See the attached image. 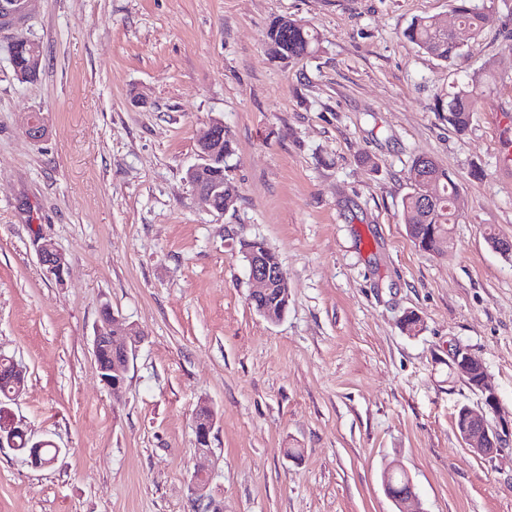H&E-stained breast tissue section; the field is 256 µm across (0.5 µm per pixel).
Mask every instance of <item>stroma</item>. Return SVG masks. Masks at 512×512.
Wrapping results in <instances>:
<instances>
[{
    "label": "stroma",
    "instance_id": "stroma-1",
    "mask_svg": "<svg viewBox=\"0 0 512 512\" xmlns=\"http://www.w3.org/2000/svg\"><path fill=\"white\" fill-rule=\"evenodd\" d=\"M483 5L494 21L453 66L485 80L462 134L434 110L450 66L403 35L457 27L452 0H32L30 83L0 31V351L28 371L8 410L61 449L37 469L0 448V512H202L199 470L224 512H395L394 462L423 512H512V447L491 461L462 442L455 415L480 397L449 366L468 348L512 411V257L486 239L512 237V0ZM281 16L317 29L315 54H267ZM215 119L235 149L224 214L187 178ZM418 156L459 186L443 254L402 220ZM257 238L288 275L277 323L248 301ZM106 308L143 333L118 397L92 353ZM36 251L39 264L46 276L58 282H63L67 268L63 254L49 240L38 242ZM205 408L212 410V408L210 407V404L207 401H201L197 405V408L195 409V413H194V426H195L196 422H200L205 419L204 420L205 429L201 430L200 436H198V434H197L196 440H195L196 450H197L198 454H203V455L209 454L211 452V448H210L211 447V435L213 434V431L216 426V421H215L214 417H212V416L207 417V415L200 414L201 409H205ZM200 442H202L203 445ZM395 470H398L403 474V488H398L402 486L399 477H397L396 482H394ZM383 486L387 496L398 507V512H423L422 510L408 509V505L417 500V495L414 491V486L410 477L404 472L402 468H388L383 475Z\"/></svg>",
    "mask_w": 512,
    "mask_h": 512
}]
</instances>
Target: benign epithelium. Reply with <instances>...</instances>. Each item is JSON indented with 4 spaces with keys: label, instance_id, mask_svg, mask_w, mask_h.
I'll return each instance as SVG.
<instances>
[{
    "label": "benign epithelium",
    "instance_id": "1",
    "mask_svg": "<svg viewBox=\"0 0 512 512\" xmlns=\"http://www.w3.org/2000/svg\"><path fill=\"white\" fill-rule=\"evenodd\" d=\"M29 0H0V28L17 26L26 15ZM25 136L33 141L42 140L47 129L44 121L37 115L28 116L23 124ZM224 133V122L215 120L209 126L198 142V157L200 163L193 166L189 172V180L196 187L199 196L207 204L216 197L224 198V210H229L235 197L232 192L224 189V184L209 179V169L217 162V156L208 145ZM37 257L40 266L47 277L58 282L64 280L66 261L61 252L49 240L37 243ZM249 281L253 285L249 294V302L257 306L256 312L270 323H277L280 318L264 307V302L270 296L288 301V277L284 269L272 270L257 248L253 247L248 253ZM102 326L97 329L92 341L93 355L106 349L110 352V362L98 366L101 380L116 394L121 392L126 382V374L130 356L141 342L140 332L112 314L101 318ZM7 366L0 369V375L12 381H24L26 369L14 358L1 355ZM450 366L461 379L474 377L472 390L481 396L480 404L475 407L466 406L458 413L456 426L464 444L477 455L495 459L505 448L512 445V412L505 411L495 386L490 382L486 369L477 361L465 347H458L450 353ZM210 407L206 401L197 405L194 421H205V429L196 437V450L200 454L211 453V435L216 426L215 418L206 417L200 411ZM0 447L14 446L13 434L24 431V428L8 415L6 401L0 400ZM46 446H55L51 440H40L29 449L25 460L35 468H48L55 464L60 451L51 456L42 455ZM395 468H388L383 475V486L387 496L398 507V512H411L408 505L417 500L413 483L408 475H403V487L395 486ZM208 480L203 474L196 473L195 492L198 500L205 502L204 512H223L222 505L206 494Z\"/></svg>",
    "mask_w": 512,
    "mask_h": 512
}]
</instances>
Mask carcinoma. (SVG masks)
<instances>
[{
  "mask_svg": "<svg viewBox=\"0 0 512 512\" xmlns=\"http://www.w3.org/2000/svg\"><path fill=\"white\" fill-rule=\"evenodd\" d=\"M454 11L459 25L472 40L477 39L492 21V15L473 5L472 0H455ZM405 36L424 53L448 64V91L436 96L435 111L456 131H467L481 82L475 77L462 80L455 72L454 63L464 56V45L456 41L452 32L439 31L436 19L431 17L413 20L405 30ZM266 38L271 53L282 60L305 57L318 43L315 27L289 17L273 19L268 25ZM418 177L432 185L433 202L429 206L422 203L416 183ZM409 180L411 192L401 201L404 224L416 225L410 235L419 239L420 250L437 253L439 237L450 232V226L457 221L455 199L459 193L458 186L446 170L420 156L412 160Z\"/></svg>",
  "mask_w": 512,
  "mask_h": 512,
  "instance_id": "cac0c4a2",
  "label": "carcinoma"
}]
</instances>
